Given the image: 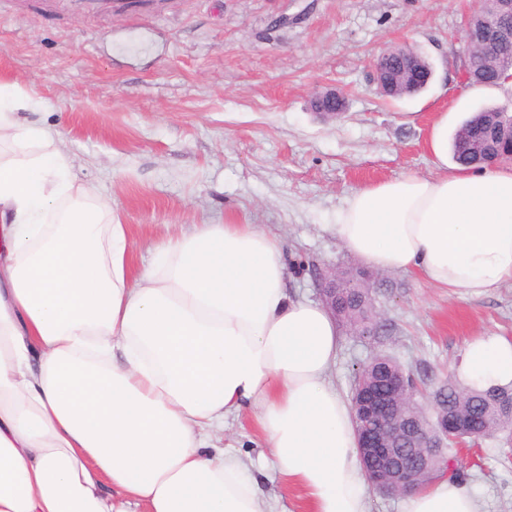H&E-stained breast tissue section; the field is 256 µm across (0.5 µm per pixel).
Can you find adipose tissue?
I'll list each match as a JSON object with an SVG mask.
<instances>
[{
    "label": "adipose tissue",
    "instance_id": "adipose-tissue-1",
    "mask_svg": "<svg viewBox=\"0 0 512 512\" xmlns=\"http://www.w3.org/2000/svg\"><path fill=\"white\" fill-rule=\"evenodd\" d=\"M0 82V512H273L201 433L247 406L312 512H367L372 487L331 371L334 316L289 293L282 241L253 224L154 240L79 182L60 138ZM330 232L367 266L469 298L512 280V164L403 175L358 190ZM470 384L512 383V340L470 339ZM405 512H480L441 479Z\"/></svg>",
    "mask_w": 512,
    "mask_h": 512
}]
</instances>
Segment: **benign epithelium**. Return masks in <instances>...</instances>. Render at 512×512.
Wrapping results in <instances>:
<instances>
[{"label": "benign epithelium", "mask_w": 512, "mask_h": 512, "mask_svg": "<svg viewBox=\"0 0 512 512\" xmlns=\"http://www.w3.org/2000/svg\"><path fill=\"white\" fill-rule=\"evenodd\" d=\"M502 25L493 32L467 30V51L471 58L464 60L462 71L471 63H479L491 70L497 51L512 42V0H499ZM375 83L378 93L390 98L402 95L414 86L425 87L432 75L430 66L413 61L407 56L391 58L379 56L374 62ZM348 100L344 92L327 89L311 99V108L326 120L336 118V113L346 112ZM320 302L336 313V270L316 274ZM353 406L357 421L367 423L360 430V452L365 472L372 487L388 495H407L415 490L420 480L418 463L424 449L430 447L428 436L414 430L408 421L396 417L372 427L368 422L377 417L383 400L373 391L357 393Z\"/></svg>", "instance_id": "1"}]
</instances>
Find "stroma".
Listing matches in <instances>:
<instances>
[{"label": "stroma", "instance_id": "35a3bbf8", "mask_svg": "<svg viewBox=\"0 0 512 512\" xmlns=\"http://www.w3.org/2000/svg\"><path fill=\"white\" fill-rule=\"evenodd\" d=\"M476 0H0V81L57 130L78 181L110 199L129 226L134 270L150 243L232 218L281 237L292 290L316 299V272L359 261L326 232L354 192L445 168L427 146L488 106L512 110V89L460 79L465 24ZM407 46L430 63L429 87L388 99L372 63ZM345 92L348 110L324 121L310 101ZM379 298L378 337L345 336L332 378L350 394L359 365L381 353L424 379L457 374L464 343L512 339V281L469 299L403 272ZM263 476L280 512H310L305 489L280 480L252 413L209 434ZM503 440L458 452L482 512H512Z\"/></svg>", "mask_w": 512, "mask_h": 512}]
</instances>
